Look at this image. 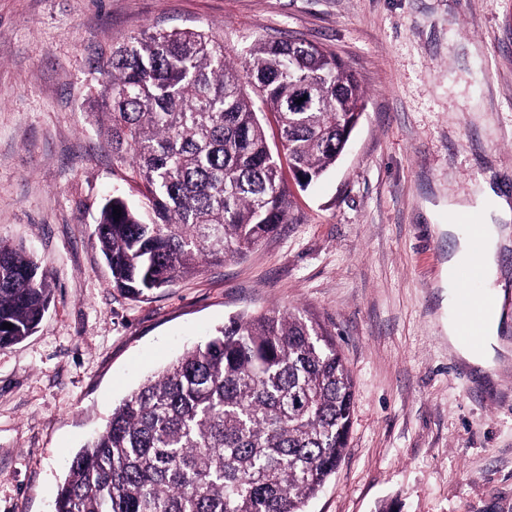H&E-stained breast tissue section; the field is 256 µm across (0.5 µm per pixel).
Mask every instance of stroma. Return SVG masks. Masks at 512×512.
I'll use <instances>...</instances> for the list:
<instances>
[{"label": "stroma", "instance_id": "stroma-1", "mask_svg": "<svg viewBox=\"0 0 512 512\" xmlns=\"http://www.w3.org/2000/svg\"><path fill=\"white\" fill-rule=\"evenodd\" d=\"M334 52L365 109L322 184L247 256L133 300L93 235L114 164L100 67L146 29ZM512 199V0H0V240L51 272L36 331L0 349V512H52L66 466L149 375L238 314L298 312L354 379L346 453L306 512H512V356L448 353V201Z\"/></svg>", "mask_w": 512, "mask_h": 512}]
</instances>
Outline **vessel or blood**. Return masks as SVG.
I'll return each mask as SVG.
<instances>
[{"label":"vessel or blood","mask_w":512,"mask_h":512,"mask_svg":"<svg viewBox=\"0 0 512 512\" xmlns=\"http://www.w3.org/2000/svg\"><path fill=\"white\" fill-rule=\"evenodd\" d=\"M454 223L466 226L473 253H480L483 246V231L478 218L464 213L454 216ZM460 278L464 283L456 314L457 336L461 344L479 348L482 343L481 329L487 316L495 307L494 300L477 289L482 278L477 264L461 269Z\"/></svg>","instance_id":"1"}]
</instances>
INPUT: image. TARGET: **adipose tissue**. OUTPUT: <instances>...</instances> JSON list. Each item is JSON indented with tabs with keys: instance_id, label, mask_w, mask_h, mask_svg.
Instances as JSON below:
<instances>
[{
	"instance_id": "adipose-tissue-1",
	"label": "adipose tissue",
	"mask_w": 512,
	"mask_h": 512,
	"mask_svg": "<svg viewBox=\"0 0 512 512\" xmlns=\"http://www.w3.org/2000/svg\"><path fill=\"white\" fill-rule=\"evenodd\" d=\"M470 212L475 213L484 227V247L479 256H472L469 240L460 234L456 225H449V234L455 235L457 245L449 253L446 269L447 305L455 307L459 299L460 286L457 278L459 268L470 262H477L484 282L494 286L503 277L499 264L500 246L508 232L507 223L512 220V205L499 197L491 188L485 187L478 193ZM503 318L500 311H493L484 324V340L480 349L474 350L462 345L457 339L456 328L448 330V346L457 357L483 371L493 370L499 359L512 352V346L502 336Z\"/></svg>"
}]
</instances>
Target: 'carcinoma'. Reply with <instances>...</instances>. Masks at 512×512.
I'll return each mask as SVG.
<instances>
[{"label": "carcinoma", "instance_id": "cac0c4a2", "mask_svg": "<svg viewBox=\"0 0 512 512\" xmlns=\"http://www.w3.org/2000/svg\"><path fill=\"white\" fill-rule=\"evenodd\" d=\"M103 75L95 99L112 160L147 208L112 197L94 235L112 287L133 299L202 259L242 257L288 223L282 162L300 190L317 184L363 113L355 74L302 42L258 40L237 61L201 30H157L112 52ZM49 279L38 258L0 242V348L36 329ZM353 388L321 324L231 317L112 409L70 462L54 512H304L347 446Z\"/></svg>", "mask_w": 512, "mask_h": 512}]
</instances>
